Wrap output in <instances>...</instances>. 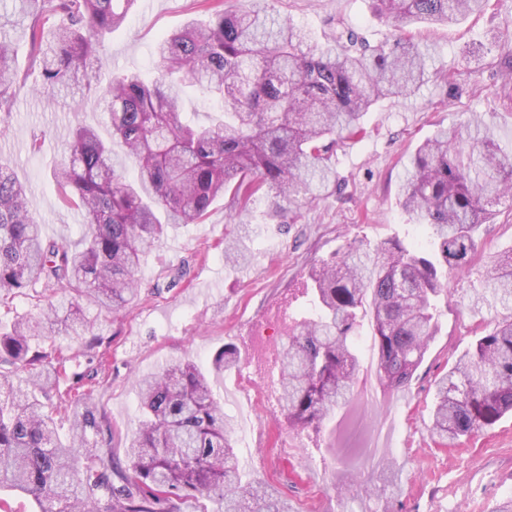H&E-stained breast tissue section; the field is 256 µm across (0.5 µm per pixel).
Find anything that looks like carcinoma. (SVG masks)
Returning <instances> with one entry per match:
<instances>
[{
    "instance_id": "cac0c4a2",
    "label": "carcinoma",
    "mask_w": 512,
    "mask_h": 512,
    "mask_svg": "<svg viewBox=\"0 0 512 512\" xmlns=\"http://www.w3.org/2000/svg\"><path fill=\"white\" fill-rule=\"evenodd\" d=\"M135 2L14 0L29 20L42 88L91 91L101 40ZM488 2L371 0L374 13L394 22L376 45L341 23L313 41L304 28L276 20L269 0L191 19L158 40L153 79L126 72L95 90L110 111V139L79 125L67 141L54 176L84 218L73 242L43 236L26 187L0 164V309L10 311L22 295L40 311L0 333V490L32 496L39 512H181L176 497L185 489L217 496L224 512H283L266 488L246 479L224 409L189 361L140 378L128 468L112 475L111 427L92 390L61 391L70 356L54 337L42 343L44 325L66 313L69 338L88 353L100 338L84 310L130 306L141 259L168 226L203 222L220 196L230 219L259 196L274 218L302 198L322 197L336 183V147L367 136L370 108L430 79L436 48L414 41L405 27L452 25ZM9 23L0 13V112L12 110L20 83L4 32ZM186 85L215 100L223 119L181 121ZM115 142L137 162L132 179ZM511 192L507 148L478 124L441 130L416 148L399 199L428 229L432 249L396 239L359 243L311 270V317L298 323L281 358L288 426L317 428L346 400L365 322L380 384L409 382L438 333L448 271L471 263L477 231ZM486 276L496 293L511 296L512 255L490 262ZM508 413L512 319L479 335L437 380L429 430L454 443Z\"/></svg>"
}]
</instances>
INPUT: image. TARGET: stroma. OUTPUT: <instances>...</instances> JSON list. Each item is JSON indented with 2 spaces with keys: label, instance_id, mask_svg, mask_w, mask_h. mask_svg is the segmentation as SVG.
<instances>
[{
  "label": "stroma",
  "instance_id": "35a3bbf8",
  "mask_svg": "<svg viewBox=\"0 0 512 512\" xmlns=\"http://www.w3.org/2000/svg\"><path fill=\"white\" fill-rule=\"evenodd\" d=\"M275 9L316 41L339 21L360 28L374 44L390 32L369 0H276ZM201 14L197 0H137L105 37L94 74L102 81L117 71L152 78L156 42ZM426 35L443 75L367 113L370 136L337 149L338 187L279 223L268 219L261 198L233 223L219 200L203 223L169 227L161 247L142 261L135 302L95 322L103 343L94 360L71 342L70 374L98 373L96 395L112 429L113 465L126 464L137 377L171 360H189L207 372L223 403L247 474L264 483L283 512H512V413L448 448L429 431L436 379L470 347L475 331L492 330L512 315V304L479 297L486 264L512 253V203L494 206L493 218L478 231L476 259L449 275L439 331L405 386L383 388L373 351L364 347L357 380L370 396L351 394L320 428L295 430L279 401L278 381L265 371L308 303L312 266L354 240L429 245L427 228L398 201L404 169L424 140L475 119L502 143L512 142V100L501 94L497 78L512 58V0H491L482 16L428 28ZM471 50L484 54L486 66L471 77L479 93L467 96L451 81L466 71ZM80 124L105 138L111 134L107 112L78 91L53 96L26 86L13 111L0 112V162L27 185L46 236L60 242L81 232L79 211L63 201L53 178ZM241 224L254 228L240 240L249 260L233 267L224 262V245L237 238ZM227 345L238 361L214 373L212 359ZM358 480L373 494L353 497Z\"/></svg>",
  "mask_w": 512,
  "mask_h": 512
}]
</instances>
